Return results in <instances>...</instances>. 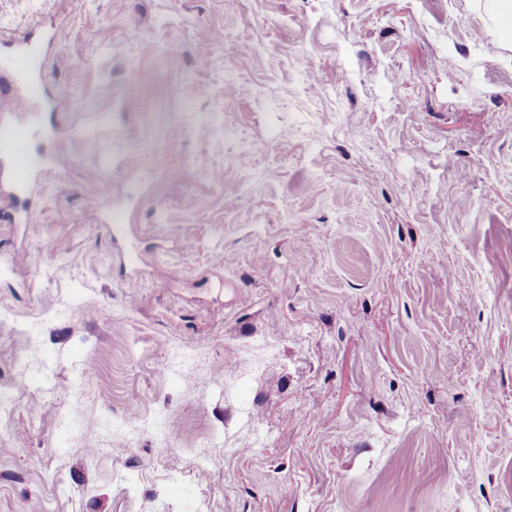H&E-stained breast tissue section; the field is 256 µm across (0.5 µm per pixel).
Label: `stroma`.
<instances>
[{
  "mask_svg": "<svg viewBox=\"0 0 512 512\" xmlns=\"http://www.w3.org/2000/svg\"><path fill=\"white\" fill-rule=\"evenodd\" d=\"M505 2L0 0L141 256L61 140L0 220V512H512ZM95 182L101 187H107L108 191L102 197L98 196L92 198L93 206V217L96 223H104L112 211V203L114 205V193L112 192V184L109 175L103 169L95 172Z\"/></svg>",
  "mask_w": 512,
  "mask_h": 512,
  "instance_id": "obj_1",
  "label": "stroma"
}]
</instances>
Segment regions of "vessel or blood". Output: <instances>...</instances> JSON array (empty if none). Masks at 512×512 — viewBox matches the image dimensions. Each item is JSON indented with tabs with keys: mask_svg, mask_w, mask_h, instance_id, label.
<instances>
[{
	"mask_svg": "<svg viewBox=\"0 0 512 512\" xmlns=\"http://www.w3.org/2000/svg\"><path fill=\"white\" fill-rule=\"evenodd\" d=\"M46 45L45 35L36 27L0 41V74L9 79L6 89L14 105L13 111L0 113V195L11 202L6 220L12 224L30 223L36 209L34 188L54 163L52 152L34 151L35 140L52 144L69 137L100 154L107 149L96 114H85L76 123L59 102L37 95Z\"/></svg>",
	"mask_w": 512,
	"mask_h": 512,
	"instance_id": "obj_1",
	"label": "vessel or blood"
}]
</instances>
